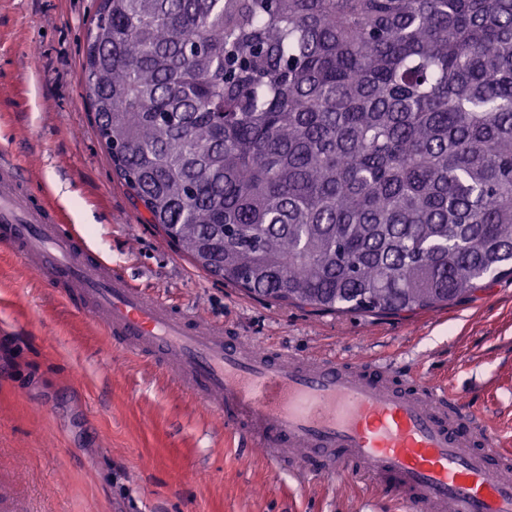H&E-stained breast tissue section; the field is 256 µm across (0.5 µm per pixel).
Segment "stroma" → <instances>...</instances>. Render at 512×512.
Here are the masks:
<instances>
[{"mask_svg": "<svg viewBox=\"0 0 512 512\" xmlns=\"http://www.w3.org/2000/svg\"><path fill=\"white\" fill-rule=\"evenodd\" d=\"M99 0H0V150L58 223L150 295L263 346L387 358L456 390L512 438V277L477 299L375 317L258 300L143 223L94 125L83 62ZM369 478L310 477L0 250V512H395Z\"/></svg>", "mask_w": 512, "mask_h": 512, "instance_id": "1", "label": "stroma"}]
</instances>
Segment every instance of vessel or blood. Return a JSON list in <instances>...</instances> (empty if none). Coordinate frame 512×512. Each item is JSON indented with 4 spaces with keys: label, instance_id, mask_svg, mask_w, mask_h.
<instances>
[{
    "label": "vessel or blood",
    "instance_id": "obj_1",
    "mask_svg": "<svg viewBox=\"0 0 512 512\" xmlns=\"http://www.w3.org/2000/svg\"><path fill=\"white\" fill-rule=\"evenodd\" d=\"M0 247L60 284L110 344L169 370L270 461L312 476L350 470L405 512H512V448L457 392L382 359L304 358L167 306L56 224L0 164Z\"/></svg>",
    "mask_w": 512,
    "mask_h": 512
}]
</instances>
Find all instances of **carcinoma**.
Returning a JSON list of instances; mask_svg holds the SVG:
<instances>
[{"label":"carcinoma","instance_id":"1","mask_svg":"<svg viewBox=\"0 0 512 512\" xmlns=\"http://www.w3.org/2000/svg\"><path fill=\"white\" fill-rule=\"evenodd\" d=\"M86 94L146 224L375 315L512 276V0H99Z\"/></svg>","mask_w":512,"mask_h":512}]
</instances>
